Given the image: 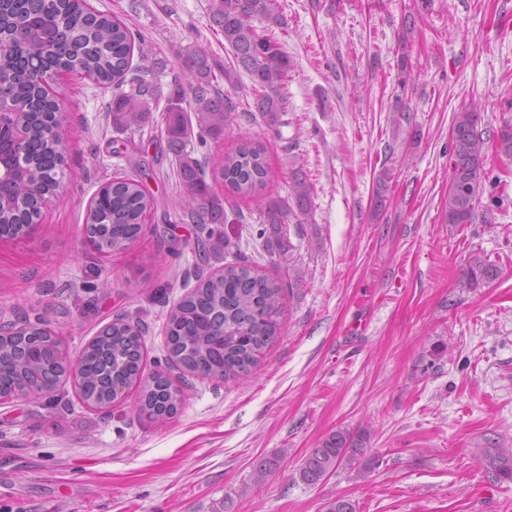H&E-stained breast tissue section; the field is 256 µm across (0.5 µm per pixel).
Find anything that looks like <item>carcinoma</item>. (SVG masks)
Instances as JSON below:
<instances>
[{"instance_id":"carcinoma-1","label":"carcinoma","mask_w":512,"mask_h":512,"mask_svg":"<svg viewBox=\"0 0 512 512\" xmlns=\"http://www.w3.org/2000/svg\"><path fill=\"white\" fill-rule=\"evenodd\" d=\"M213 22L224 33L233 61L224 67V83L238 86L239 70L252 80L254 107L264 123L277 129L288 124L285 87L293 60L280 43L261 34L256 19H278L277 0H212ZM134 36L122 22L89 8L86 0H0V105L28 101L29 110L17 117L27 131L23 157L11 150L10 127L0 129V183L7 187L0 204V228L15 237L37 223L42 208L56 195L66 168V147L51 135L56 126L69 122L66 110L48 96L42 77L56 71L87 73L103 85L119 90L112 100V125H140L143 116L157 107L155 86L144 79L121 90L131 70ZM185 74L200 130L214 134L233 120L239 102L220 92L211 78V66L203 51L185 63ZM480 113L465 110L456 114L449 151L448 205L445 222L471 224L483 191L486 141L479 130ZM168 141L178 161L186 193L178 207L194 224H222L224 201L209 191L199 162L186 150L191 136L189 121L180 111H169ZM214 179L229 191L258 198L266 188L270 170L264 146L247 138L224 154L213 167ZM312 189L301 171L292 174L286 200H271L261 210L268 228L260 237L276 244L284 253L292 249L282 236V225L302 224L310 212ZM155 198L142 181L115 179L103 185L90 202L84 231L100 252L124 249L140 237L145 216ZM470 288L494 281L498 268L481 256H473L464 272ZM301 284L259 273L246 259L224 265L223 274H196V285L169 311L166 345L170 360L182 371L215 381L250 377L259 355L273 346L281 334V300L288 289ZM48 340L41 324H31L23 336L9 338L3 345L9 365L26 368L23 337ZM143 332L118 317L108 334L99 338L87 358L85 377L90 392L105 395L123 382L140 388L135 408L156 420L173 415L182 398L172 392L160 375H143ZM59 366L39 372L41 389H56ZM366 432L339 429L326 436L303 460L299 477L307 485L323 481L345 464L370 470L376 458L367 456ZM488 472L497 481H512V448L480 449Z\"/></svg>"}]
</instances>
